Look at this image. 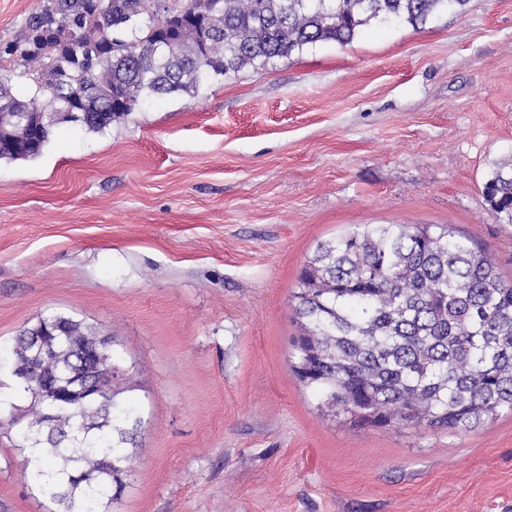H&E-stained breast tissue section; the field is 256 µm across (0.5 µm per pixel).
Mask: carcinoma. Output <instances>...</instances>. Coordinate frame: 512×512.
<instances>
[{"label":"carcinoma","instance_id":"obj_1","mask_svg":"<svg viewBox=\"0 0 512 512\" xmlns=\"http://www.w3.org/2000/svg\"><path fill=\"white\" fill-rule=\"evenodd\" d=\"M46 0L19 38L0 49V114L41 112L46 122L24 151L0 147V161L30 160L49 143L59 112L100 131L140 101L194 96L210 76L276 60L319 42L351 43L373 20L423 26L467 0ZM28 78L18 97L11 76ZM497 214L512 220V170L484 188ZM298 335L290 368L318 408L359 426L426 424L468 431L512 413V283L473 240L437 224H367L318 244L291 295ZM59 321L79 335L54 337L43 354L30 339ZM96 328L49 313L16 339L11 377L31 394L12 419L32 416L22 441L50 464L44 490L59 512H92L120 493L124 444L140 418L116 400L72 396L76 351ZM56 383L51 412L30 381ZM112 460V465L105 460Z\"/></svg>","mask_w":512,"mask_h":512}]
</instances>
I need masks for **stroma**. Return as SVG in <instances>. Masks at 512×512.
Segmentation results:
<instances>
[{
    "label": "stroma",
    "instance_id": "1",
    "mask_svg": "<svg viewBox=\"0 0 512 512\" xmlns=\"http://www.w3.org/2000/svg\"><path fill=\"white\" fill-rule=\"evenodd\" d=\"M512 0L371 25L262 72L64 124L0 162V357L49 313L111 336L141 419L98 512H512V414L354 428L288 367L290 295L360 224H448L512 283ZM0 372V512H57ZM487 201L497 214H504L512 220V168L499 169L488 180L484 188Z\"/></svg>",
    "mask_w": 512,
    "mask_h": 512
}]
</instances>
